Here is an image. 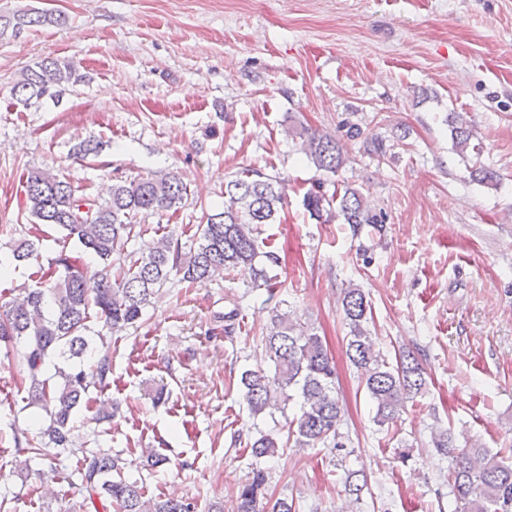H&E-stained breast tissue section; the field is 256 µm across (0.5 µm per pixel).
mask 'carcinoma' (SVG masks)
Segmentation results:
<instances>
[{
	"instance_id": "1",
	"label": "carcinoma",
	"mask_w": 512,
	"mask_h": 512,
	"mask_svg": "<svg viewBox=\"0 0 512 512\" xmlns=\"http://www.w3.org/2000/svg\"><path fill=\"white\" fill-rule=\"evenodd\" d=\"M64 21L60 15L39 11L0 14V37H17L29 28ZM85 81L74 63L46 56L21 72L11 93L23 106L46 97L59 104L66 91ZM448 126L459 154H480L481 143L474 142L463 113H449ZM291 136L299 139L301 152L317 169L334 173L343 165L342 148L331 133L302 126L291 128ZM25 184L31 216L77 240L98 259L99 268L90 272L62 250L41 270L35 287H24L0 304V350L7 356L17 353L30 403L48 417L33 437L15 436V448L49 461L66 451L81 454L78 481L71 482V489L84 503H100L95 512H195V503L187 498L147 497L146 486L121 476L124 462L112 449L76 447L73 422L92 402L96 420L112 419V401L89 394L90 386L103 391L112 382L106 334L139 323L151 299L170 280L202 286L226 275L246 274L253 287H264L268 298H274L277 282L268 270L279 266L280 256L262 238V225L280 220L287 204L284 187L256 169L242 170L224 184L223 210L205 214L206 223L197 225V248L184 253L171 235L161 236L144 251L125 249L129 240L143 233L137 229L139 217L184 205L189 188L176 173L118 180L104 202L79 193L68 175L49 168L28 170ZM303 205L325 223L339 220L351 225L356 235L364 225L380 231L385 223L383 213L352 187L341 195L312 188L304 194ZM37 250L31 239L17 240L10 254L0 258V271L29 262ZM341 306L348 328L346 355L372 404L373 421L380 427L390 424L425 390V369L410 350L398 352L391 362L377 349L370 329L371 302L363 289L348 285ZM93 319L102 322L107 333L92 330ZM264 348L265 365L240 375L250 416L283 414L295 394L300 408L289 421L286 436L261 430L249 436L252 456L258 461L273 458L290 443L295 448L322 444L346 450L339 432L344 410L336 395V368L321 337L296 312L275 306L265 328ZM432 444L454 461L448 483L456 512H512V459L479 444L458 448L444 431L434 434ZM235 512L297 510L295 503L269 492L268 471L257 466L237 488Z\"/></svg>"
}]
</instances>
